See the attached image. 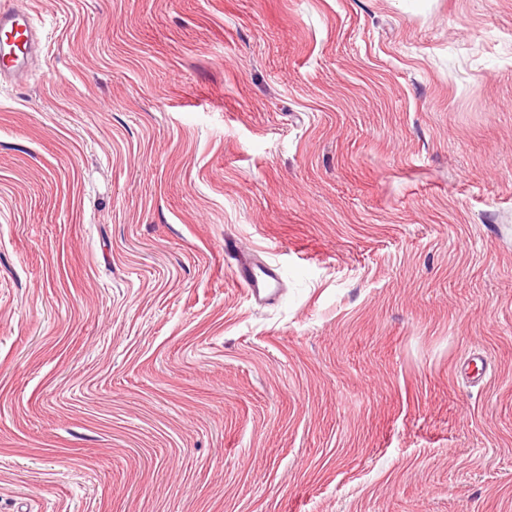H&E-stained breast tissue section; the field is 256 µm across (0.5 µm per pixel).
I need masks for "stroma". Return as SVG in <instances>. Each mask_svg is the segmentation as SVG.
I'll return each mask as SVG.
<instances>
[{
  "label": "stroma",
  "mask_w": 512,
  "mask_h": 512,
  "mask_svg": "<svg viewBox=\"0 0 512 512\" xmlns=\"http://www.w3.org/2000/svg\"><path fill=\"white\" fill-rule=\"evenodd\" d=\"M19 3L0 512H512V0ZM233 274L235 279L258 300H272L281 291L278 271L256 263L249 256H242L238 260Z\"/></svg>",
  "instance_id": "stroma-1"
}]
</instances>
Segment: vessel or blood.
Instances as JSON below:
<instances>
[{"label": "vessel or blood", "instance_id": "b4317fda", "mask_svg": "<svg viewBox=\"0 0 512 512\" xmlns=\"http://www.w3.org/2000/svg\"><path fill=\"white\" fill-rule=\"evenodd\" d=\"M39 53V32L29 12L16 7L0 10V81L27 75ZM234 277L261 301L274 299L281 291L278 271L247 256L239 259Z\"/></svg>", "mask_w": 512, "mask_h": 512}]
</instances>
